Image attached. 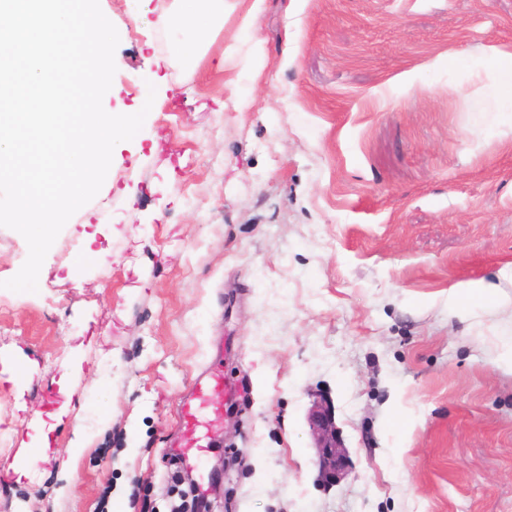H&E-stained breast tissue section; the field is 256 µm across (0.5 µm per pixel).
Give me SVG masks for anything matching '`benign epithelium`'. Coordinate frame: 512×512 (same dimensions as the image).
Wrapping results in <instances>:
<instances>
[{"mask_svg": "<svg viewBox=\"0 0 512 512\" xmlns=\"http://www.w3.org/2000/svg\"><path fill=\"white\" fill-rule=\"evenodd\" d=\"M308 423L317 449V480L333 487L348 475L350 466L336 427L334 407L327 397L321 396L313 402Z\"/></svg>", "mask_w": 512, "mask_h": 512, "instance_id": "7a95c632", "label": "benign epithelium"}]
</instances>
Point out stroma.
<instances>
[{"mask_svg":"<svg viewBox=\"0 0 512 512\" xmlns=\"http://www.w3.org/2000/svg\"><path fill=\"white\" fill-rule=\"evenodd\" d=\"M99 2L120 38L104 109L155 101L37 292L0 286V464L25 470L0 512H173L179 407L207 364L237 413L190 472L223 512H512V110L488 63L512 52V0H264L253 22L228 0L184 53L157 23L173 0ZM475 281L498 306L449 311ZM49 390L70 413L41 461ZM319 394L353 467L329 489Z\"/></svg>","mask_w":512,"mask_h":512,"instance_id":"35a3bbf8","label":"stroma"}]
</instances>
